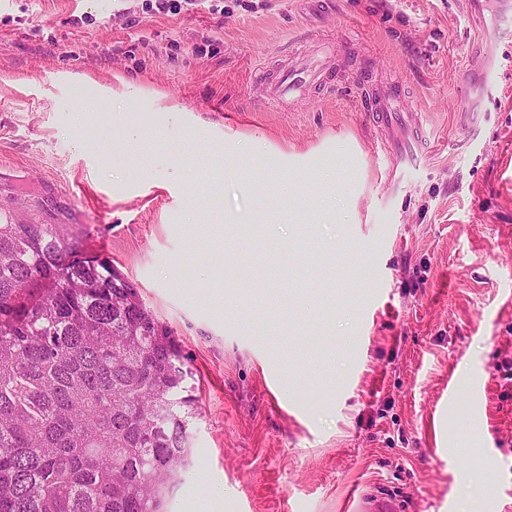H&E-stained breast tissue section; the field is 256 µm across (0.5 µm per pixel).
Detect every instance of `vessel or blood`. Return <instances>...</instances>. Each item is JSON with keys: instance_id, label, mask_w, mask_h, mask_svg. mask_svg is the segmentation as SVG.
Returning <instances> with one entry per match:
<instances>
[{"instance_id": "b4317fda", "label": "vessel or blood", "mask_w": 512, "mask_h": 512, "mask_svg": "<svg viewBox=\"0 0 512 512\" xmlns=\"http://www.w3.org/2000/svg\"><path fill=\"white\" fill-rule=\"evenodd\" d=\"M486 51L477 68L469 73L471 82L478 87L488 88L493 84L497 74L496 37L486 36ZM327 66L318 60L304 55H295L287 70L276 77L264 81V102L271 107H280L287 101L300 97L312 87H322L327 83ZM362 96L368 99L371 110L379 125L393 128L404 121L399 94L388 83H375L362 88ZM385 152L393 159V166L388 171L389 177L408 172L415 167L423 153V134L418 130H408L405 139L399 144H390ZM380 505L383 512H399L398 499L386 494L372 493L358 496L353 512H371L373 505Z\"/></svg>"}]
</instances>
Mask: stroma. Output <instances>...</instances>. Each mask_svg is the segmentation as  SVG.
<instances>
[{
  "instance_id": "1",
  "label": "stroma",
  "mask_w": 512,
  "mask_h": 512,
  "mask_svg": "<svg viewBox=\"0 0 512 512\" xmlns=\"http://www.w3.org/2000/svg\"><path fill=\"white\" fill-rule=\"evenodd\" d=\"M469 2L224 0L216 15H163L149 0H0V203L16 221L82 225L87 253L136 284L195 373L202 414L166 512H347L381 489L407 512H512V15L476 18ZM486 29L504 67L491 94L467 97ZM325 42L331 90L264 105L262 76ZM120 77L145 97L105 96ZM379 81L426 136L398 189L377 154L391 132L360 95ZM159 101L187 109L196 134ZM131 126L149 138L127 144ZM228 132L285 151L356 140L358 223L257 229L250 188L266 174L225 159ZM228 215L250 221L228 229ZM271 262L324 298L317 322L280 304ZM257 308L271 335L252 333ZM460 362L478 392L449 395Z\"/></svg>"
}]
</instances>
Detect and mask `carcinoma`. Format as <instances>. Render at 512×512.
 Returning a JSON list of instances; mask_svg holds the SVG:
<instances>
[{
  "mask_svg": "<svg viewBox=\"0 0 512 512\" xmlns=\"http://www.w3.org/2000/svg\"><path fill=\"white\" fill-rule=\"evenodd\" d=\"M195 374L77 224L0 221V512H162Z\"/></svg>",
  "mask_w": 512,
  "mask_h": 512,
  "instance_id": "1",
  "label": "carcinoma"
}]
</instances>
